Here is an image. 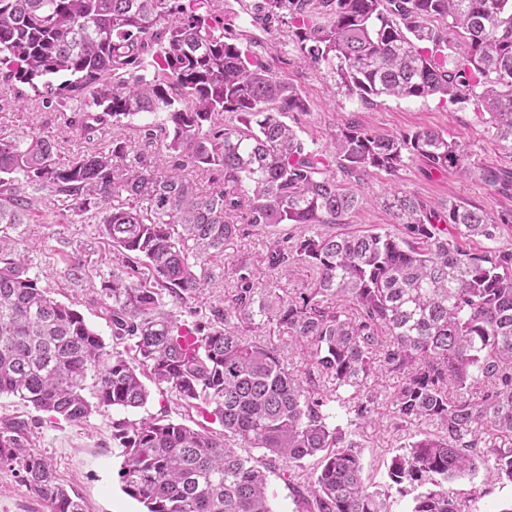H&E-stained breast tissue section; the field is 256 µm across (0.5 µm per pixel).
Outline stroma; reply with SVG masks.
<instances>
[{"label": "stroma", "instance_id": "obj_1", "mask_svg": "<svg viewBox=\"0 0 512 512\" xmlns=\"http://www.w3.org/2000/svg\"><path fill=\"white\" fill-rule=\"evenodd\" d=\"M224 16L231 20L237 33L260 44L265 58L275 72L289 84L297 86L309 102L306 113L290 112L284 117L294 126L307 145L318 151L331 147L336 132L355 122L379 135H396L430 128L455 138L463 144L471 176H460L455 170L442 174L426 173L417 162L408 163L396 175L375 172L366 178L363 193L367 198L358 210L349 214L345 223L337 225L340 233L386 229L394 218L382 204L384 197L401 190L421 200L436 204L456 201L481 208L490 215L512 210V189L501 190L487 185L480 177L481 167L501 165L512 168L492 130L484 119L469 109H461L438 99L396 100L378 98L365 104L339 88L325 67L299 61L294 46L286 36L287 28L274 21L261 27L252 23L245 12L244 0H224ZM22 106L0 109V130L27 131L56 140L54 159L63 163L82 154H91L102 146L100 140L79 136L65 126V119L47 107L33 90H26ZM13 246L23 255L32 273L53 297L75 304L86 322L111 342V329L101 306L104 288L112 279V268L122 257L113 250L94 224H61L51 203H43L32 224L9 228ZM269 238L261 231L226 244L224 255L208 263L206 270L215 278L210 291L212 299L223 298L234 286L233 270L238 261H246L256 281L271 278L268 264ZM82 261L89 280L70 282L64 277L66 258ZM144 407L123 410L99 407L83 421L70 423L55 420L45 412L0 395V421L16 417L37 422L32 449L48 457L62 483L74 489L84 500L88 512H144L142 504L123 490L121 470L124 459L112 443V424L121 419L140 420L148 416L163 418L196 428L204 423L201 413L184 409L156 386H149ZM426 421L395 424L391 414L376 416L374 422L360 429L364 445V474L379 489L390 483L388 467L400 453L406 438L430 430ZM453 492L475 497L477 512H502L512 506V482L497 479L492 470L479 468L476 474L453 481ZM0 512H48L44 501L21 485L19 474L0 466Z\"/></svg>", "mask_w": 512, "mask_h": 512}]
</instances>
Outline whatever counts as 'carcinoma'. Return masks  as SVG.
Segmentation results:
<instances>
[{
  "instance_id": "obj_1",
  "label": "carcinoma",
  "mask_w": 512,
  "mask_h": 512,
  "mask_svg": "<svg viewBox=\"0 0 512 512\" xmlns=\"http://www.w3.org/2000/svg\"><path fill=\"white\" fill-rule=\"evenodd\" d=\"M222 0H0V105L27 85L68 127L87 134L135 126L174 164L155 172L127 142L63 166L50 136L0 132V226L31 224L40 198L64 223L96 224L125 255L104 306L112 350L74 304L55 300L0 229V394L78 422L96 404L143 407V378L221 430L163 419L117 421L124 491L147 512H273L270 460L288 464L301 512H389L370 489L358 429L379 410L372 379L401 376L386 397L400 422L425 419L394 456L396 490L418 487L411 512H474L448 483L492 465L512 480V449L483 450V434L512 440V247L495 242L512 211L429 205L398 191L384 198L391 231L333 234L362 206L360 183L410 161L433 173H472L462 144L433 129L381 136L355 123L312 150L282 117L306 112L243 35L224 24ZM256 20L277 19L305 63L325 66L363 101L375 97L470 105L512 155V0H255ZM458 34L455 43L448 31ZM153 74H144V57ZM206 165L224 183L203 194L188 170ZM291 226L274 238L271 280L244 261L231 292L188 323L209 292L204 265L247 227ZM180 227L177 233L174 227ZM316 272L295 296L280 286L293 267ZM273 323L295 339L304 374L251 339ZM362 392L348 426L332 424V393ZM32 425L0 427V464L49 512H85L52 464L26 444ZM259 450L263 458L251 455ZM319 458L317 470L305 461Z\"/></svg>"
}]
</instances>
